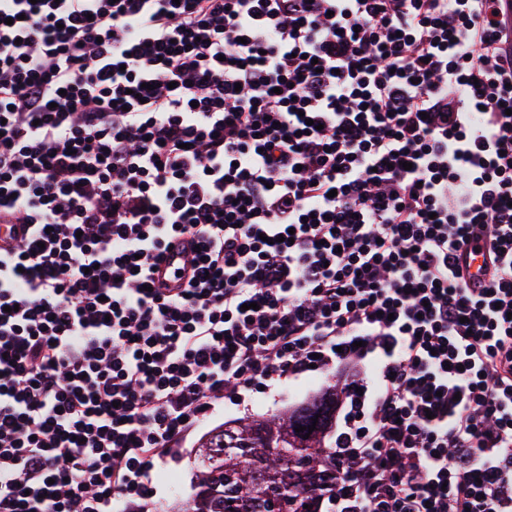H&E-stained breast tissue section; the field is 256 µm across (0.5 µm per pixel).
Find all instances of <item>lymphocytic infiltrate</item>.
<instances>
[{
    "label": "lymphocytic infiltrate",
    "mask_w": 512,
    "mask_h": 512,
    "mask_svg": "<svg viewBox=\"0 0 512 512\" xmlns=\"http://www.w3.org/2000/svg\"><path fill=\"white\" fill-rule=\"evenodd\" d=\"M0 224V512L313 368L333 512H512V0H0Z\"/></svg>",
    "instance_id": "f902f5d3"
}]
</instances>
